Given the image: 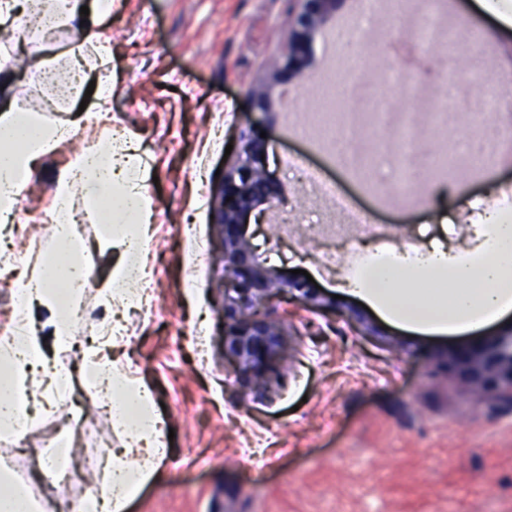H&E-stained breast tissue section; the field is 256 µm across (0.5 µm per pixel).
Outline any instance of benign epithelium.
Returning a JSON list of instances; mask_svg holds the SVG:
<instances>
[{
    "label": "benign epithelium",
    "instance_id": "7a95c632",
    "mask_svg": "<svg viewBox=\"0 0 512 512\" xmlns=\"http://www.w3.org/2000/svg\"><path fill=\"white\" fill-rule=\"evenodd\" d=\"M284 48L288 68L301 72L311 35L335 10L337 0H302ZM265 144L241 136L237 162L224 175L220 217L224 261V350L239 380L260 386L270 360L281 349L280 324L264 305L272 298L308 300L310 288L276 275L256 260L246 237L251 212L277 198L263 163ZM444 369L482 395L500 391L512 399V336H491L448 356Z\"/></svg>",
    "mask_w": 512,
    "mask_h": 512
}]
</instances>
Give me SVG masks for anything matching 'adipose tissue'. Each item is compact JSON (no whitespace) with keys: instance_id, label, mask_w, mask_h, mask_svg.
Masks as SVG:
<instances>
[{"instance_id":"obj_1","label":"adipose tissue","mask_w":512,"mask_h":512,"mask_svg":"<svg viewBox=\"0 0 512 512\" xmlns=\"http://www.w3.org/2000/svg\"><path fill=\"white\" fill-rule=\"evenodd\" d=\"M81 0H0V26L17 15H27L35 31L50 25L74 24L81 44L67 51L74 81L52 102L70 113L57 123L30 110L11 94L13 76L0 60V221L8 222L27 188L34 183L41 162L55 154L68 138L98 128V139L68 156L54 183L45 223L53 228L54 247L42 253L35 265L19 273L14 292L21 313L20 336L0 341V432L11 433L19 401L37 405L42 391L59 381L57 368L46 363L43 345L28 324L34 307L48 312L46 321L57 349L72 341V318L89 284L85 261L90 246L77 239L71 224L58 220L63 209L82 199L102 226L94 247L120 249L101 292L112 307L139 301V285L147 278L142 261L149 239L153 210L143 192L146 169L132 143L113 138L109 112L112 85L97 78L87 65L84 44L97 41L98 29L112 12L113 0H92L88 16H81ZM90 108H81L85 94ZM484 241L471 255L417 250L392 251L382 262L368 264L355 278L350 294L359 297L386 320L426 335L456 336L481 328L512 312V224L498 211L485 216ZM82 370L95 384L112 411V421L124 445L112 449L102 463L106 488L93 501L90 512H124L130 499L155 473L160 442L149 389L121 375L100 348L84 351Z\"/></svg>"}]
</instances>
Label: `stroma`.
I'll return each instance as SVG.
<instances>
[{
	"mask_svg": "<svg viewBox=\"0 0 512 512\" xmlns=\"http://www.w3.org/2000/svg\"><path fill=\"white\" fill-rule=\"evenodd\" d=\"M301 7L300 0H116L99 30L109 53L83 48L89 65L112 79V129L139 146L153 206L142 307L156 315L143 317L142 307L122 314L108 353L147 386L155 414L174 431L161 437L166 453L126 512H512V403L496 393L474 398L442 368L471 334L414 333L385 323L358 297L339 298L347 268L365 262L350 250L360 232L281 163L296 155L334 180L379 225L385 250L405 244L390 230L403 224L412 247L457 252L476 238L467 209L512 185V147L481 172L459 173L434 207L423 200L430 174L416 177L409 196L381 179L357 181L311 132L312 81L333 52L323 32L310 38L303 75L286 66L283 48ZM423 24L457 36L456 94L478 107L497 99V82L474 81L471 66L490 60L512 71V31L477 0L442 7L420 0L405 16L382 12L357 52L375 67L390 45L413 41ZM78 39L70 26L46 40L22 28L0 44L26 62L14 85L33 111L51 93L37 81L34 60L55 56L57 73L66 74L62 52ZM262 86L270 97L264 112L252 107ZM260 133L280 200L263 205L249 226L256 258L274 273L307 271L317 287L310 304H270L284 326L285 358L255 390L237 382L224 360V264L213 216L221 175L236 162L226 146ZM59 169V157L44 159L34 186L0 226L9 252L31 258L51 247L49 225L27 218L49 207ZM327 253L339 257L335 268L323 266ZM113 259L98 256L75 339L112 323L99 293ZM99 404L90 392L86 451L122 445L111 418L97 414ZM66 440L44 420L34 424L25 452L0 435V460L49 512H66V499L46 482L42 464Z\"/></svg>",
	"mask_w": 512,
	"mask_h": 512,
	"instance_id": "1",
	"label": "stroma"
}]
</instances>
